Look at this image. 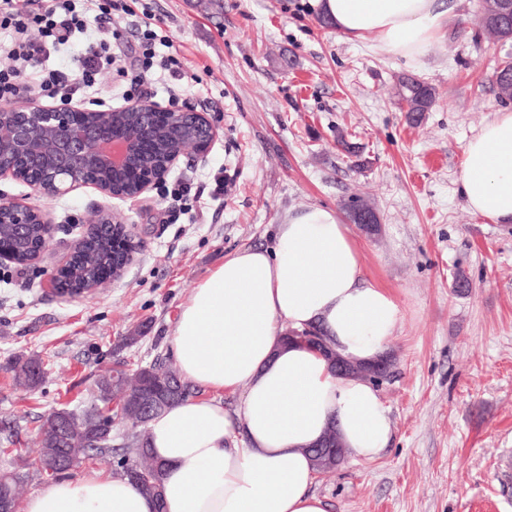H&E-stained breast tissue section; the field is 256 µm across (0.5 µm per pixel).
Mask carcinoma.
Returning a JSON list of instances; mask_svg holds the SVG:
<instances>
[{
    "label": "carcinoma",
    "instance_id": "cac0c4a2",
    "mask_svg": "<svg viewBox=\"0 0 512 512\" xmlns=\"http://www.w3.org/2000/svg\"><path fill=\"white\" fill-rule=\"evenodd\" d=\"M478 25L500 41L512 40V13L498 16L492 12L479 15ZM495 84L498 96L512 100V59L502 61L495 71ZM398 95L405 103L406 111L427 112L435 103V90L429 84L413 77H403L399 81ZM41 224L34 221L27 225L23 240L14 241V225L0 220V244L15 249V253L28 258L39 247ZM112 264V234L105 233L86 242L77 252L71 267L63 274L61 287L79 288L86 279L96 276L102 268ZM7 369L14 380L27 389L40 386L45 378L46 364L38 356H19L10 360ZM143 391H153L168 396L165 406L196 398L202 394L201 388L186 381L177 371L155 362L140 367L129 374L124 370L112 371L100 377L95 383V391L89 405L80 410L66 407L52 408L41 416L39 430L51 434L54 441L39 448L38 455L45 457L52 448H67L68 466L38 467L36 475L46 480L62 478L68 469L84 465L95 467L98 463L110 460L117 473L126 475V467L132 463L139 470L138 485L148 495L161 501L160 471L147 443L145 435L132 434L129 447L117 452L112 448V430L117 423H125L132 429H144L149 416L130 404L127 398ZM4 433L5 445H0V499L10 500L14 508H19L21 487L31 477L27 462V452L14 447L10 430L0 428ZM340 435L331 426L319 443L310 450L312 461L321 474L334 471L347 455V449L336 445Z\"/></svg>",
    "mask_w": 512,
    "mask_h": 512
}]
</instances>
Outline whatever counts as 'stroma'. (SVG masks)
<instances>
[{
  "mask_svg": "<svg viewBox=\"0 0 512 512\" xmlns=\"http://www.w3.org/2000/svg\"><path fill=\"white\" fill-rule=\"evenodd\" d=\"M446 2L445 37L415 63L322 27L316 0H123L112 11L132 44L144 14L164 18L156 54L173 41L191 78L183 98L219 137L140 198L109 202L86 185L47 200L75 239L105 204L135 225L122 280L64 300L50 283L56 253L0 263V423L14 422L18 447H34L45 411L87 404L104 370L173 360L180 305L226 256L271 248L289 212L342 214L360 197L381 225L373 236L351 228L363 276L401 312L394 368L377 387L392 437L379 459L346 458L313 490L328 512H512L501 465L512 451V224L474 214L459 191L466 144L512 111L493 82L512 41L480 29V0ZM403 76L436 90L420 121L397 96ZM340 131L358 153L337 145ZM181 182L191 191L179 197ZM146 319L145 337L126 345ZM17 355L46 362L38 389L4 371Z\"/></svg>",
  "mask_w": 512,
  "mask_h": 512,
  "instance_id": "35a3bbf8",
  "label": "stroma"
}]
</instances>
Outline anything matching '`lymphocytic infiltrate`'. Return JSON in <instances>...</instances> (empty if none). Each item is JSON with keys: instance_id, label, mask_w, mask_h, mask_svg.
<instances>
[{"instance_id": "f902f5d3", "label": "lymphocytic infiltrate", "mask_w": 512, "mask_h": 512, "mask_svg": "<svg viewBox=\"0 0 512 512\" xmlns=\"http://www.w3.org/2000/svg\"><path fill=\"white\" fill-rule=\"evenodd\" d=\"M113 7V0H0V32H7L10 42L9 63L0 67V102L24 94L64 98L80 88L99 94L102 74L114 68L129 75L130 99L136 98L154 67L183 80L178 54L156 57L152 29L141 33L138 58L127 57L121 49L123 33L108 26ZM91 29L96 36L75 59L70 76L41 68L43 59Z\"/></svg>"}]
</instances>
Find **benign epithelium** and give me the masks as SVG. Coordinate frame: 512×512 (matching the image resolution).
<instances>
[{"mask_svg": "<svg viewBox=\"0 0 512 512\" xmlns=\"http://www.w3.org/2000/svg\"><path fill=\"white\" fill-rule=\"evenodd\" d=\"M185 121L197 131V139L191 147L170 151L155 167H141L138 158L153 148L157 131L175 132ZM216 139L217 130L206 113L193 108L163 106L150 98L95 109L82 101L64 99L58 104H47L38 97H31L22 106H0V142L7 141L12 153L21 158L26 167L42 171L44 178L26 182L11 160L1 157L0 178L8 176L23 181L34 196L43 199L64 195L80 185H91L105 198L132 200L165 182L183 160L206 157ZM108 169L123 173L125 183L134 191L128 194L102 180V173ZM4 209L13 212V224L17 225L20 236L25 233L24 226L29 224L30 216H36L43 224V246L25 264L39 262L52 249L61 225L54 222L48 210L0 194V211ZM106 227L112 229V238L120 244L118 261L102 273V279L82 286L73 294L59 288V294L69 298L85 297L124 276L136 254L135 225L114 220L108 210L100 207L93 211L85 234L53 267L51 282H56L69 268L81 244ZM364 368L377 383L390 373L386 357L367 363Z\"/></svg>", "mask_w": 512, "mask_h": 512, "instance_id": "1", "label": "benign epithelium"}]
</instances>
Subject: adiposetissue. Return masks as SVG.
<instances>
[{"label": "adipose tissue", "instance_id": "ef3b65f1", "mask_svg": "<svg viewBox=\"0 0 512 512\" xmlns=\"http://www.w3.org/2000/svg\"><path fill=\"white\" fill-rule=\"evenodd\" d=\"M351 38L419 59L448 28L444 0H317ZM463 196L473 213L512 224V111L486 122L464 151ZM400 321L391 292L362 278L361 256L337 211L310 206L277 226L272 249L227 256L180 306L173 340L182 376L205 396L154 415L146 437L163 500L120 474L91 472L31 495L23 512H327L307 453L329 426L372 461L391 439L374 385L337 374L317 350L283 344L319 329L343 356L385 355ZM241 391L240 423L214 398Z\"/></svg>", "mask_w": 512, "mask_h": 512}]
</instances>
